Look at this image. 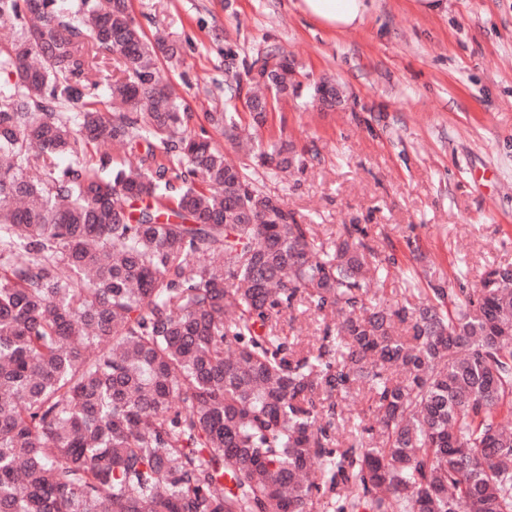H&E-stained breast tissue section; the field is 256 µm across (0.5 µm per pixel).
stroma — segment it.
Segmentation results:
<instances>
[{"mask_svg":"<svg viewBox=\"0 0 512 512\" xmlns=\"http://www.w3.org/2000/svg\"><path fill=\"white\" fill-rule=\"evenodd\" d=\"M421 14L412 0H371L357 31L331 33L292 0H131L147 37L177 45L156 79L177 89L190 128L280 197L324 243L348 225L387 271L373 294L389 305L427 300V288L475 291L512 267V0H447ZM277 51L302 92L273 101L251 131L244 95L257 57ZM328 81L336 101L311 99ZM210 112L237 115L240 136L289 142L303 168L262 167L224 136ZM340 313L298 306L280 333L302 348L320 344Z\"/></svg>","mask_w":512,"mask_h":512,"instance_id":"stroma-1","label":"stroma"}]
</instances>
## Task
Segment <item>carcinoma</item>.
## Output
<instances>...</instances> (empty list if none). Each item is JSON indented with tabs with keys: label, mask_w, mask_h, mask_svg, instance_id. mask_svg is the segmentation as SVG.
Returning a JSON list of instances; mask_svg holds the SVG:
<instances>
[{
	"label": "carcinoma",
	"mask_w": 512,
	"mask_h": 512,
	"mask_svg": "<svg viewBox=\"0 0 512 512\" xmlns=\"http://www.w3.org/2000/svg\"><path fill=\"white\" fill-rule=\"evenodd\" d=\"M0 20V512H314L323 488L324 512H512V274L452 310L436 285L377 302L371 246L317 242L189 130L155 76L178 49L130 0H0ZM114 53L108 103L93 76ZM248 73L297 90L280 54ZM248 105L264 125L266 96ZM258 158L302 163L284 141ZM302 302L349 311L315 350L280 335ZM360 383L376 425L342 447ZM366 388L360 387L359 390L353 391L346 399L341 401L346 421L336 423L335 435L340 443L348 441L350 431L353 428V420L347 421L348 417L355 418L358 413L364 412L368 408Z\"/></svg>",
	"instance_id": "1"
}]
</instances>
